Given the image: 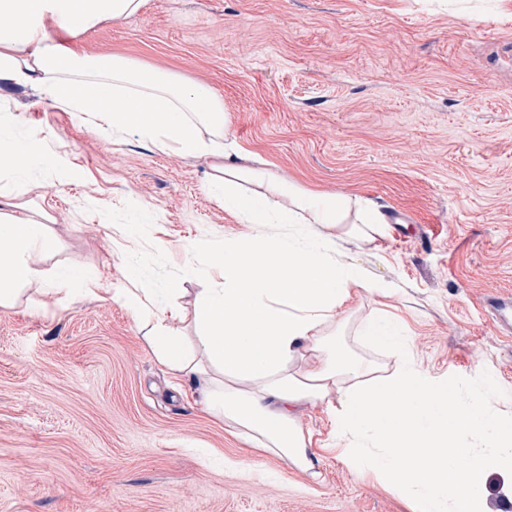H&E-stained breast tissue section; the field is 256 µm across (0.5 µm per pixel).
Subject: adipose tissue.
Returning a JSON list of instances; mask_svg holds the SVG:
<instances>
[{
	"mask_svg": "<svg viewBox=\"0 0 512 512\" xmlns=\"http://www.w3.org/2000/svg\"><path fill=\"white\" fill-rule=\"evenodd\" d=\"M146 0H0V98L35 90L76 116H95L113 135L134 134L161 151L207 157L208 187L226 210L266 232L206 253L217 281L192 308L178 305L179 282L165 286L126 262L128 287L108 292L146 317V341L157 362L197 382L209 414L255 449L307 472L316 457L299 417L325 404L342 461L380 482L412 491L414 512H486L488 473H512V420H502L495 385L480 380L469 403L448 400L454 383L424 370L396 320L380 314L363 343L392 351L397 365H378L346 347L342 315L360 292L392 298L397 288L338 251L339 241L380 233L356 200L287 181L264 163L237 165L224 146V106L208 86L115 57L89 60L55 35L95 28L141 12ZM15 158L0 175V197H12L31 167L56 169L53 154L17 139L0 115V151ZM300 232L284 233L285 225ZM58 241L48 225L0 212V307L15 306L27 285L70 294L74 270L47 274L38 256ZM190 323L193 335L176 326ZM479 441L471 457L461 436ZM374 439L376 450L361 441Z\"/></svg>",
	"mask_w": 512,
	"mask_h": 512,
	"instance_id": "ef3b65f1",
	"label": "adipose tissue"
}]
</instances>
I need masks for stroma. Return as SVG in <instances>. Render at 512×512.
I'll use <instances>...</instances> for the list:
<instances>
[{
	"label": "stroma",
	"instance_id": "stroma-1",
	"mask_svg": "<svg viewBox=\"0 0 512 512\" xmlns=\"http://www.w3.org/2000/svg\"><path fill=\"white\" fill-rule=\"evenodd\" d=\"M71 43L209 86L228 152L398 216L343 252L399 286L388 310L453 402L486 377L512 419V333L487 304L512 293V0H148ZM0 112L70 171L31 169L11 213L58 238L43 269L83 273L74 295L0 307V512H411L409 493L326 451L324 404L300 416L317 476L256 454L156 361L135 312L91 296L127 287L136 255L192 306L217 278L198 247L262 232L212 197L208 158L115 141L29 90ZM376 308L352 300L347 340L389 371L357 337Z\"/></svg>",
	"mask_w": 512,
	"mask_h": 512
}]
</instances>
